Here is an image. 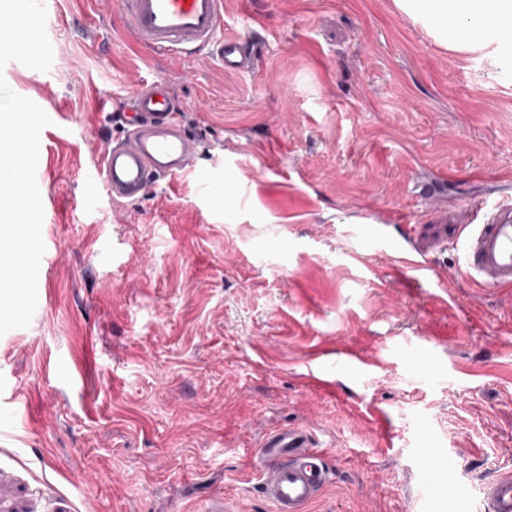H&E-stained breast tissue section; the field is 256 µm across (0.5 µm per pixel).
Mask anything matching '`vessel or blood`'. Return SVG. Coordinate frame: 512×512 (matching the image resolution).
<instances>
[{
    "mask_svg": "<svg viewBox=\"0 0 512 512\" xmlns=\"http://www.w3.org/2000/svg\"><path fill=\"white\" fill-rule=\"evenodd\" d=\"M123 27L141 49L162 55L215 51L226 69L251 71L254 58L236 39L224 37V0H119ZM503 56L512 55V25L475 28ZM123 135L108 146L89 173L113 201H132L160 178L183 172L197 151L167 82L134 93L120 114ZM489 222L476 224L462 240L460 271L486 289L512 288V200L495 201ZM368 242L387 251L393 268L421 272L425 266L376 230ZM263 446L270 458L264 486L276 512H303L327 482L323 454L314 450L310 432L301 427L273 431ZM489 512H512V474H502L484 489Z\"/></svg>",
    "mask_w": 512,
    "mask_h": 512,
    "instance_id": "vessel-or-blood-1",
    "label": "vessel or blood"
}]
</instances>
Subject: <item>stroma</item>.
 Instances as JSON below:
<instances>
[{"label":"stroma","mask_w":512,"mask_h":512,"mask_svg":"<svg viewBox=\"0 0 512 512\" xmlns=\"http://www.w3.org/2000/svg\"><path fill=\"white\" fill-rule=\"evenodd\" d=\"M45 8L50 70L5 77L51 124L38 304L0 336V512H276L262 443L291 426L328 473L306 512H488L512 471V288L458 273L457 241L512 197L495 49L439 41L399 0H224L255 54L239 73L132 45L118 0ZM160 80L192 168L112 201L85 173L116 103ZM367 224L427 278L394 273Z\"/></svg>","instance_id":"35a3bbf8"}]
</instances>
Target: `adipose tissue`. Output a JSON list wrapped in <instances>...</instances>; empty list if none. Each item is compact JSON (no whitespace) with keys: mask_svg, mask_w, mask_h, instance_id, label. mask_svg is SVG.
<instances>
[{"mask_svg":"<svg viewBox=\"0 0 512 512\" xmlns=\"http://www.w3.org/2000/svg\"><path fill=\"white\" fill-rule=\"evenodd\" d=\"M405 6L434 29L451 33L454 41L462 46L470 45L473 37L468 29L449 28V18L465 14L491 26L512 16V0H406Z\"/></svg>","mask_w":512,"mask_h":512,"instance_id":"obj_1","label":"adipose tissue"}]
</instances>
